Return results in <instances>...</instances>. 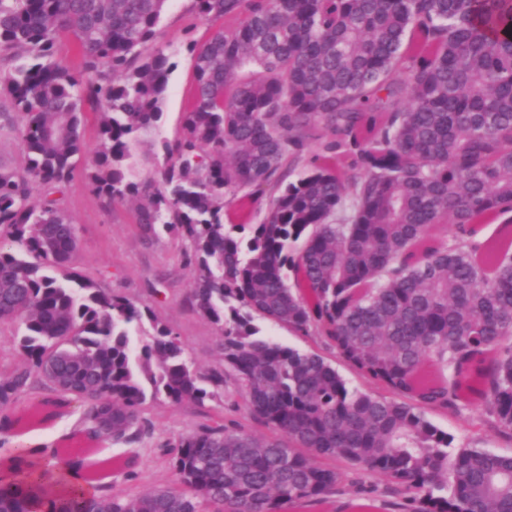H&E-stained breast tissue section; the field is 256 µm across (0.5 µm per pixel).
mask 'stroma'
Masks as SVG:
<instances>
[{"label":"stroma","instance_id":"35a3bbf8","mask_svg":"<svg viewBox=\"0 0 512 512\" xmlns=\"http://www.w3.org/2000/svg\"><path fill=\"white\" fill-rule=\"evenodd\" d=\"M191 6V0H171L161 24L158 43L173 53L175 68L169 78L161 120L155 128L143 132L133 148V178L137 181L159 178L164 165L161 143L176 138L191 99L193 70L187 45L203 44L211 33L209 24L194 18ZM60 199L81 236L75 268L113 292L150 301L159 321L180 336L188 356L201 371L222 367L219 330L187 304L193 287V269L183 258L179 240L163 230L145 234L136 220L138 198L106 203L91 191L82 176H75L65 185ZM83 413V405L71 403L54 418L27 422L7 433L6 445L67 447L84 466H97V483L112 486L116 491H133L172 477L162 444L175 441L212 419L220 417L228 422L236 417L232 403L222 397L202 408L161 401L145 413L152 432L141 443L128 447L100 442L95 454L89 455L79 438Z\"/></svg>","mask_w":512,"mask_h":512}]
</instances>
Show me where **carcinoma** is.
<instances>
[{"instance_id":"1","label":"carcinoma","mask_w":512,"mask_h":512,"mask_svg":"<svg viewBox=\"0 0 512 512\" xmlns=\"http://www.w3.org/2000/svg\"><path fill=\"white\" fill-rule=\"evenodd\" d=\"M167 6L0 0V92L28 154L21 172L0 165V234L19 246L0 247V324L24 355L0 375V413L8 424L44 391L87 405L90 438L129 444L158 401L225 393L241 419L180 436L175 478L135 494L91 484L55 448H9L0 512H305L344 492L345 467L384 476L395 512H512V455L453 453L425 416L468 424L477 403L512 440V0H192L216 29L190 47L162 179L134 182L132 146L160 121L173 67L157 46ZM65 35L75 69L54 59ZM85 103L100 109L89 187L141 197L143 232L184 243L189 303L220 330L224 369L201 372L150 304L75 270L78 227L54 194L84 154ZM496 221L506 245L479 238ZM69 474L82 482L56 491ZM256 323L262 328V332L265 337L284 346L304 351L316 348V345L310 338L301 336L286 327L278 326L261 319H257ZM325 354L336 370L347 381L350 388H357L358 390L366 393L375 392V387L370 383V381L363 377L354 368L346 364L337 354Z\"/></svg>"}]
</instances>
